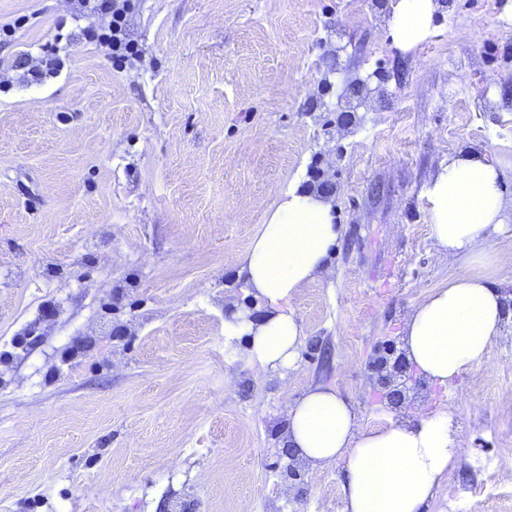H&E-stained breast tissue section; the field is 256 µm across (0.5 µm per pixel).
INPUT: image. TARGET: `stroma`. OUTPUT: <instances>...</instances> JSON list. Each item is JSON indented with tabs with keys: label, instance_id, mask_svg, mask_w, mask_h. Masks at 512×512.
I'll return each instance as SVG.
<instances>
[{
	"label": "stroma",
	"instance_id": "obj_1",
	"mask_svg": "<svg viewBox=\"0 0 512 512\" xmlns=\"http://www.w3.org/2000/svg\"><path fill=\"white\" fill-rule=\"evenodd\" d=\"M437 2L404 52L392 0H134L120 66L77 0H0V512H343L341 466L282 479L289 405L333 386L385 423L371 361L469 272L437 254L426 184L475 150L512 196V0ZM295 180L328 184L342 231L291 303L295 364L264 372L224 323ZM443 401L464 459L426 512H512V316L411 406Z\"/></svg>",
	"mask_w": 512,
	"mask_h": 512
}]
</instances>
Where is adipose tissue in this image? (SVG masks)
<instances>
[{"mask_svg":"<svg viewBox=\"0 0 512 512\" xmlns=\"http://www.w3.org/2000/svg\"><path fill=\"white\" fill-rule=\"evenodd\" d=\"M434 0H394L390 37L408 51L431 33ZM432 234L445 260L469 274L434 289L408 316L401 337L411 366L432 385L448 387L482 364L505 320L500 272L487 251L505 226L512 198L494 160L476 152L442 161L427 184ZM341 235L332 205L296 185L280 191L258 233L239 257V273L265 314L224 323V343L249 338L248 358L264 371L290 368L303 330L290 307L300 288L324 273ZM286 442L311 467L341 465L344 512H425L461 463L462 441L449 404L367 427L333 387L318 385L292 404Z\"/></svg>","mask_w":512,"mask_h":512,"instance_id":"1","label":"adipose tissue"}]
</instances>
